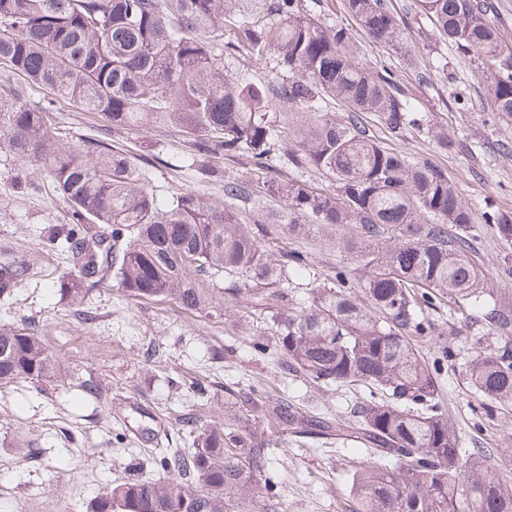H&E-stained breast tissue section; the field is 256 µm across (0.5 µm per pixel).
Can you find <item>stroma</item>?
<instances>
[{"instance_id":"stroma-1","label":"stroma","mask_w":512,"mask_h":512,"mask_svg":"<svg viewBox=\"0 0 512 512\" xmlns=\"http://www.w3.org/2000/svg\"><path fill=\"white\" fill-rule=\"evenodd\" d=\"M322 5L321 22L353 32L362 61L403 78L418 117L447 124L462 146L441 153L425 137L396 139L379 125L376 136L387 147L430 157L443 166L475 212L489 206L512 212V155L494 148L501 141L512 143V119L492 112L468 64L443 44L439 50L448 59V73H433L417 22L409 24L413 53L403 56L376 47L360 33L342 0H323ZM24 100L33 108L48 107L56 137L66 142L127 141L137 152L155 157L149 179L158 195L191 190L223 203V182L185 167L187 147L176 129L158 124L129 137L106 130L94 113L53 100L48 89L25 87ZM69 217L67 203L52 192L43 167L0 153V244L15 246L39 269L11 297L0 298V325H37L68 378L64 387L33 382L0 390V512H90L111 483L131 474L162 477L154 449L182 447L181 414L194 415L201 428L223 421L224 386L231 382L243 388L269 384L314 414L343 413L361 396L358 387L327 392L310 386L291 375L275 351L257 352L253 340L259 330L244 304L235 300H225L220 315L191 314L167 300L127 298L112 280L86 296L83 307L92 318L81 321L59 291L66 270L63 257L38 243L45 227L68 223ZM264 232L308 254L306 270L292 277L288 293L293 298L307 297L313 281L350 263L334 243L314 235L287 237L278 224L265 225ZM473 245L488 272L512 266V250L501 244L494 225L480 224ZM475 333L471 327L456 337L460 353L449 360L425 343L419 351L441 368L444 405L464 448L491 449L498 467L512 471V408L484 415L466 384L469 338ZM87 377L97 381L99 399L79 392ZM196 380L208 386L201 401L189 390ZM357 463L356 452L336 444L288 447L279 487L288 512H351V477Z\"/></svg>"}]
</instances>
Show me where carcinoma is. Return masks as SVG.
Segmentation results:
<instances>
[{
	"instance_id": "1",
	"label": "carcinoma",
	"mask_w": 512,
	"mask_h": 512,
	"mask_svg": "<svg viewBox=\"0 0 512 512\" xmlns=\"http://www.w3.org/2000/svg\"><path fill=\"white\" fill-rule=\"evenodd\" d=\"M320 0H0V63L106 127L163 123L188 138L205 177L224 182V205L193 191L158 197L151 159L89 140L53 136L49 113L29 107L18 85L0 83V152L46 169L69 204L71 224L42 244L67 254L61 294L79 306L113 277L131 299H169L185 312L241 298L287 369L323 388L364 386L348 417H316L276 390L224 387V425L179 424L189 448L158 458L166 477L127 478L106 487L91 512H280L272 442L325 438L362 446L352 474L355 512H512V476L483 448L464 451L448 422L438 370L416 339L442 345L456 324L476 319L502 343L478 345L465 376L482 409L512 405V304L475 261V214L448 173L427 157L385 146L368 120L393 138L421 134L446 152L442 125L420 124L412 97L388 69L363 65L351 34L315 17ZM365 36L386 50L408 44V25L387 0H345ZM414 15L452 45L487 89L492 111L512 118V45L491 0H414ZM270 60L256 83L229 73L224 57ZM332 101L343 119L328 112ZM288 109L279 123L271 108ZM248 165L234 173L223 161ZM324 174L333 190L277 165ZM512 247V215L485 211ZM280 224L291 236L317 232L352 266L283 312L290 274L307 257L257 236ZM33 266L0 244V296L26 283ZM446 307L443 329L424 310ZM61 386L66 372L38 326L0 325V388L33 381Z\"/></svg>"
}]
</instances>
